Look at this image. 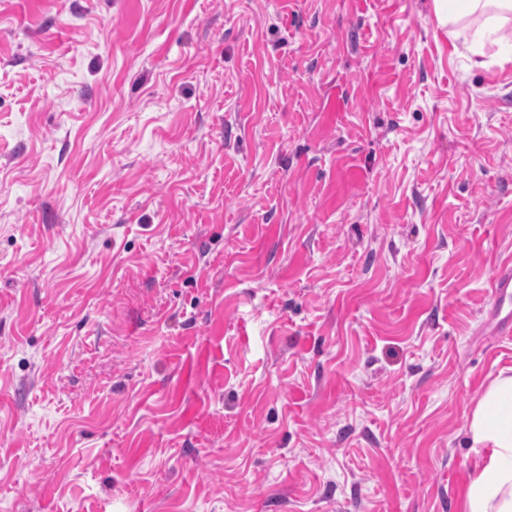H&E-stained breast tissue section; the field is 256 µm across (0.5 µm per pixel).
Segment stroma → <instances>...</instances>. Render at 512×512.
I'll use <instances>...</instances> for the list:
<instances>
[{"label": "stroma", "instance_id": "35a3bbf8", "mask_svg": "<svg viewBox=\"0 0 512 512\" xmlns=\"http://www.w3.org/2000/svg\"><path fill=\"white\" fill-rule=\"evenodd\" d=\"M435 0H0V512H463L512 368V61ZM491 312L497 322L494 336L512 335V261H503L490 282Z\"/></svg>", "mask_w": 512, "mask_h": 512}]
</instances>
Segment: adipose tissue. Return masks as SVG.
I'll return each mask as SVG.
<instances>
[{
    "label": "adipose tissue",
    "instance_id": "adipose-tissue-1",
    "mask_svg": "<svg viewBox=\"0 0 512 512\" xmlns=\"http://www.w3.org/2000/svg\"><path fill=\"white\" fill-rule=\"evenodd\" d=\"M482 19L478 40L494 39L512 22V0H448V22ZM473 447L483 449L480 473L465 492L464 512H512V374L499 373L467 420Z\"/></svg>",
    "mask_w": 512,
    "mask_h": 512
}]
</instances>
